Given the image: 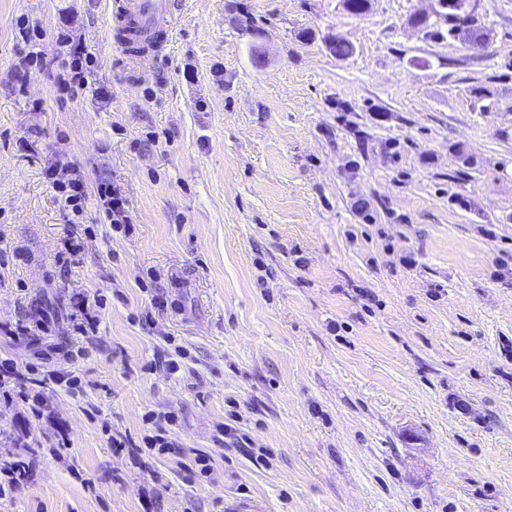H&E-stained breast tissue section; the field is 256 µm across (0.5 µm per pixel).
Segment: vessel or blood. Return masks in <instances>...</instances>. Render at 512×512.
<instances>
[{
  "instance_id": "1",
  "label": "vessel or blood",
  "mask_w": 512,
  "mask_h": 512,
  "mask_svg": "<svg viewBox=\"0 0 512 512\" xmlns=\"http://www.w3.org/2000/svg\"><path fill=\"white\" fill-rule=\"evenodd\" d=\"M108 12L115 32L132 31L142 52L164 54L175 17L171 0H110Z\"/></svg>"
}]
</instances>
